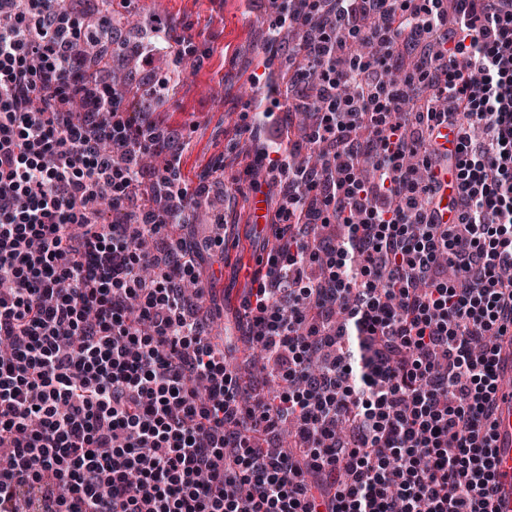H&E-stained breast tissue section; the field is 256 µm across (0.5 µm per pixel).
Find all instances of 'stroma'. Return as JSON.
I'll list each match as a JSON object with an SVG mask.
<instances>
[{"label":"stroma","mask_w":512,"mask_h":512,"mask_svg":"<svg viewBox=\"0 0 512 512\" xmlns=\"http://www.w3.org/2000/svg\"><path fill=\"white\" fill-rule=\"evenodd\" d=\"M149 8L178 25L180 35L191 38L203 52L201 64L187 67L180 86L163 109L166 123L185 128L191 144L183 159L189 186L214 180L213 167L225 165L243 168L248 157V136L237 135L245 100H265L263 88H251L244 95L251 71L264 59L265 19L262 13H248L243 0H133L128 14L138 18ZM249 87V86H248ZM250 202L237 198L225 210L234 245L225 255L224 275L215 284V301L222 304V324H230L240 304L245 283L237 274V262L254 263L255 253L246 236Z\"/></svg>","instance_id":"35a3bbf8"}]
</instances>
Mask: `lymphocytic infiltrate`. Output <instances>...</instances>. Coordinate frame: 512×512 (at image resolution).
<instances>
[{"label":"lymphocytic infiltrate","instance_id":"1","mask_svg":"<svg viewBox=\"0 0 512 512\" xmlns=\"http://www.w3.org/2000/svg\"><path fill=\"white\" fill-rule=\"evenodd\" d=\"M269 2L292 105L222 180L266 208L241 307L271 395L199 314L225 239L173 232L210 188L169 78L125 111L80 49L99 8L0 0V512H490L512 0Z\"/></svg>","mask_w":512,"mask_h":512}]
</instances>
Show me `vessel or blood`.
Returning <instances> with one entry per match:
<instances>
[{
  "label": "vessel or blood",
  "mask_w": 512,
  "mask_h": 512,
  "mask_svg": "<svg viewBox=\"0 0 512 512\" xmlns=\"http://www.w3.org/2000/svg\"><path fill=\"white\" fill-rule=\"evenodd\" d=\"M498 416L494 428V462L497 488L494 512H512V335L499 344Z\"/></svg>",
  "instance_id": "vessel-or-blood-1"
}]
</instances>
